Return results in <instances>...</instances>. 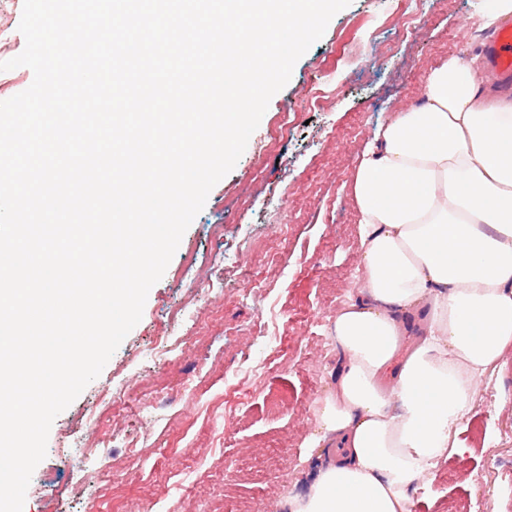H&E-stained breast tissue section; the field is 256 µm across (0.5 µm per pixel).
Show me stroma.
Listing matches in <instances>:
<instances>
[{
	"label": "stroma",
	"mask_w": 512,
	"mask_h": 512,
	"mask_svg": "<svg viewBox=\"0 0 512 512\" xmlns=\"http://www.w3.org/2000/svg\"><path fill=\"white\" fill-rule=\"evenodd\" d=\"M22 3L0 0V62L25 47ZM480 5L351 0L331 19L185 231L140 322L55 418L23 512H119L131 501L140 512H279L284 497L308 492L330 459L327 444L306 447L313 401L342 365L329 328L361 289L354 171L378 125L420 102L430 68L451 56L478 59V43L464 40L459 25L478 24ZM316 92L325 110L309 108ZM286 112L293 130L269 146ZM272 238L271 261L261 243ZM257 267L266 286L254 293L246 271ZM163 334L173 352L159 363L149 348ZM240 381L247 395L216 443L206 404ZM484 382L496 396L460 436L468 454L439 461L433 482L413 490L412 512H512V357ZM105 387L132 406L156 398L159 409L140 423L115 416L103 452L89 442L87 418ZM181 457L198 466L188 484L173 474ZM90 473L105 485L118 473L124 484L108 496L80 492Z\"/></svg>",
	"instance_id": "obj_1"
}]
</instances>
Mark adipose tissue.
<instances>
[{"label": "adipose tissue", "instance_id": "obj_1", "mask_svg": "<svg viewBox=\"0 0 512 512\" xmlns=\"http://www.w3.org/2000/svg\"><path fill=\"white\" fill-rule=\"evenodd\" d=\"M423 97L377 128L350 184L363 296L332 322L344 363L309 439L336 454L288 512H411L512 351V100L488 104L457 57Z\"/></svg>", "mask_w": 512, "mask_h": 512}]
</instances>
